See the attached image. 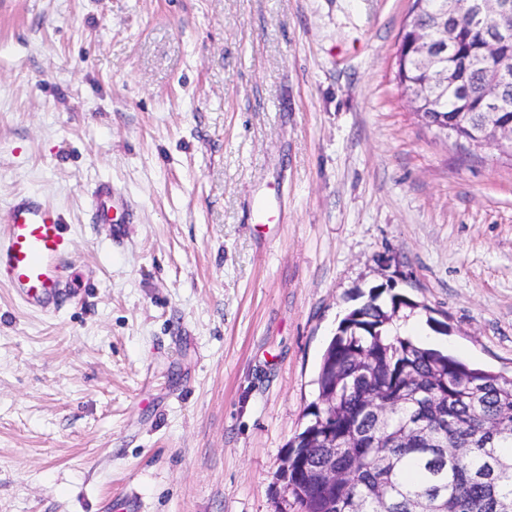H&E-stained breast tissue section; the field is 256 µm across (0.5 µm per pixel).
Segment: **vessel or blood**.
<instances>
[{
  "label": "vessel or blood",
  "mask_w": 512,
  "mask_h": 512,
  "mask_svg": "<svg viewBox=\"0 0 512 512\" xmlns=\"http://www.w3.org/2000/svg\"><path fill=\"white\" fill-rule=\"evenodd\" d=\"M92 210L104 222L126 211V204L107 185L96 187ZM71 265L70 239L62 213L40 197L17 196L0 229V283L28 310L57 309Z\"/></svg>",
  "instance_id": "1"
}]
</instances>
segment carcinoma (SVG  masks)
Returning <instances> with one entry per match:
<instances>
[{
  "mask_svg": "<svg viewBox=\"0 0 512 512\" xmlns=\"http://www.w3.org/2000/svg\"><path fill=\"white\" fill-rule=\"evenodd\" d=\"M448 3L421 0L427 24ZM455 52L468 89L461 110L455 90L438 71L408 56L409 84L429 82L440 94L421 112L429 126H446L466 140L490 139L512 122V83L502 112L482 110L486 90L482 34L465 12L457 14ZM419 305L399 294L373 295L340 322L323 354L303 430L288 442L281 471L292 512H497L512 502V376L473 368L416 343L397 322ZM318 443L335 460L336 482L317 489Z\"/></svg>",
  "mask_w": 512,
  "mask_h": 512,
  "instance_id": "cac0c4a2",
  "label": "carcinoma"
}]
</instances>
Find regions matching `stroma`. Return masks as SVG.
Wrapping results in <instances>:
<instances>
[{
    "label": "stroma",
    "mask_w": 512,
    "mask_h": 512,
    "mask_svg": "<svg viewBox=\"0 0 512 512\" xmlns=\"http://www.w3.org/2000/svg\"><path fill=\"white\" fill-rule=\"evenodd\" d=\"M411 6L0 0V225L34 194L72 247L57 310L0 285V512H289L287 444L372 294L512 371V158L412 112ZM101 183L133 223L92 220Z\"/></svg>",
    "instance_id": "stroma-1"
}]
</instances>
